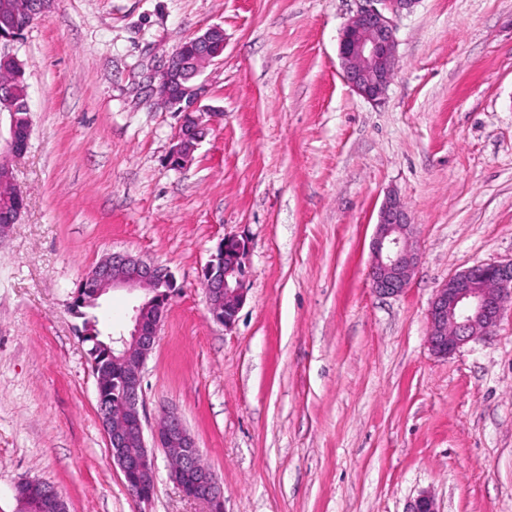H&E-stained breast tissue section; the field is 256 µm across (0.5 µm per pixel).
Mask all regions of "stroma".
Wrapping results in <instances>:
<instances>
[{"instance_id": "35a3bbf8", "label": "stroma", "mask_w": 512, "mask_h": 512, "mask_svg": "<svg viewBox=\"0 0 512 512\" xmlns=\"http://www.w3.org/2000/svg\"><path fill=\"white\" fill-rule=\"evenodd\" d=\"M358 0H55L15 48L31 103L13 158L25 209L0 239V512L52 486L68 512H208L154 452L129 494L97 415L70 311L121 251L179 289L142 372L146 431L176 408L224 489V512H512V305L456 354L428 346L436 289L512 260V0H418L370 101L342 79ZM219 26L205 73L223 113L186 168L180 115L148 78ZM420 262L397 297L368 272L388 193ZM251 241L247 299L213 321L198 276L228 236Z\"/></svg>"}]
</instances>
